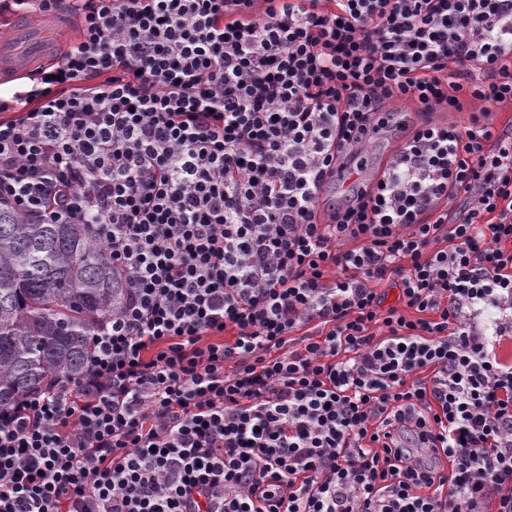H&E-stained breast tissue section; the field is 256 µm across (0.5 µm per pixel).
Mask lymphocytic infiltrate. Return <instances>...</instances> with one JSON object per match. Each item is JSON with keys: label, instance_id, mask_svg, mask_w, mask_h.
I'll list each match as a JSON object with an SVG mask.
<instances>
[{"label": "lymphocytic infiltrate", "instance_id": "f902f5d3", "mask_svg": "<svg viewBox=\"0 0 512 512\" xmlns=\"http://www.w3.org/2000/svg\"><path fill=\"white\" fill-rule=\"evenodd\" d=\"M68 10L9 89L0 201L92 225L125 294L78 377L0 407V512H512L477 323L512 307V0ZM391 102L421 122L320 211Z\"/></svg>", "mask_w": 512, "mask_h": 512}]
</instances>
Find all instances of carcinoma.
<instances>
[{
    "instance_id": "cac0c4a2",
    "label": "carcinoma",
    "mask_w": 512,
    "mask_h": 512,
    "mask_svg": "<svg viewBox=\"0 0 512 512\" xmlns=\"http://www.w3.org/2000/svg\"><path fill=\"white\" fill-rule=\"evenodd\" d=\"M124 292L89 225L0 205V406L79 376L92 334Z\"/></svg>"
}]
</instances>
